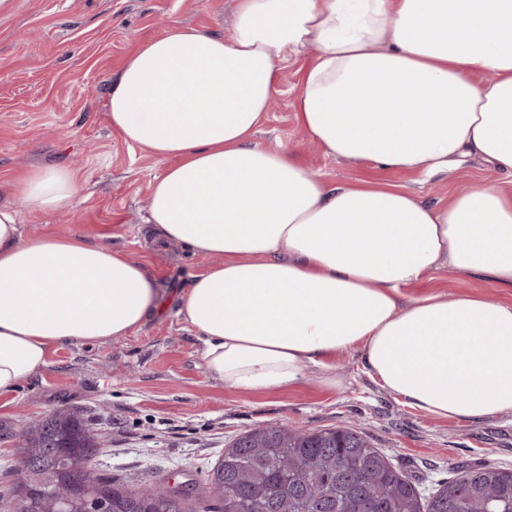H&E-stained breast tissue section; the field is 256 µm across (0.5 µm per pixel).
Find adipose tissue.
<instances>
[{
	"label": "adipose tissue",
	"instance_id": "adipose-tissue-1",
	"mask_svg": "<svg viewBox=\"0 0 512 512\" xmlns=\"http://www.w3.org/2000/svg\"><path fill=\"white\" fill-rule=\"evenodd\" d=\"M315 55L296 117L326 155L450 176L465 157L512 172V0H235L223 37L174 26L108 92L113 130L170 159L146 219L216 260L180 312L208 378L237 391L339 386L357 353L404 404L438 418L512 415V304L401 289L441 264L512 288V192L438 205L398 185H331L256 134L291 55ZM79 177L39 168L0 206V394L51 349L119 338L160 309L146 268L78 235L23 239L18 209L72 206Z\"/></svg>",
	"mask_w": 512,
	"mask_h": 512
}]
</instances>
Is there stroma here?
<instances>
[{"label": "stroma", "mask_w": 512, "mask_h": 512, "mask_svg": "<svg viewBox=\"0 0 512 512\" xmlns=\"http://www.w3.org/2000/svg\"><path fill=\"white\" fill-rule=\"evenodd\" d=\"M234 0H0V205H17L29 170L64 165L82 189L72 208H19L23 237L78 234L124 251L163 291L164 308L135 333L51 351L48 364L0 394V512H13L20 433L71 408L93 428L99 472L129 490L184 487L188 512H202L208 476L237 436L268 424L305 432L347 427L364 435L422 487L486 463L512 469V416L437 419L383 389L355 355L333 358L343 383L239 393L209 379L202 343L178 313L179 296L209 264L191 250L151 240L143 218L150 187L167 162L125 142L108 117L112 77L143 42L173 26L227 34ZM311 51L291 56L257 141L282 146L324 181L400 185L425 202L448 201L463 186L512 192V177L468 159L459 175L430 181L413 172L327 156L295 120ZM482 292L512 303L511 288L441 266L407 285L405 299Z\"/></svg>", "instance_id": "stroma-1"}]
</instances>
